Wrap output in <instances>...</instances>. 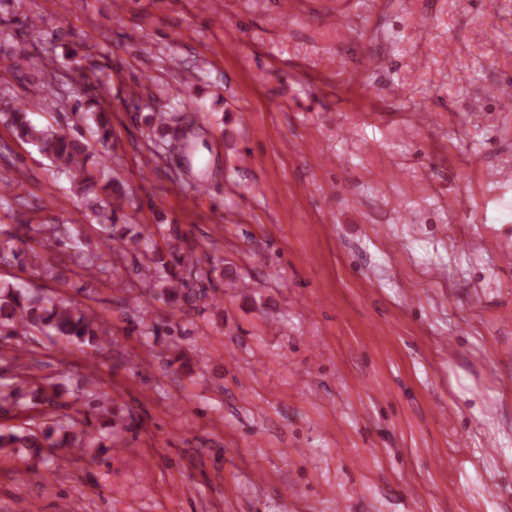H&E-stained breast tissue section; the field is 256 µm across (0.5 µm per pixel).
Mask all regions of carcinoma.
<instances>
[{
    "instance_id": "obj_1",
    "label": "carcinoma",
    "mask_w": 512,
    "mask_h": 512,
    "mask_svg": "<svg viewBox=\"0 0 512 512\" xmlns=\"http://www.w3.org/2000/svg\"><path fill=\"white\" fill-rule=\"evenodd\" d=\"M100 85L99 75H92L88 98L84 102L77 101L76 108L93 106L90 118L94 128L91 133L106 151L112 146V125L109 112L100 106L97 98L96 89ZM32 110L33 105L29 103L8 109L0 113V123L7 126L17 140L34 147L58 172L66 175L75 194L101 195L98 202L107 221L104 229L108 231L109 239L116 242L121 250L134 253L137 269H146L161 282L160 296L166 303L173 305L182 301L187 304L193 301L197 296L195 289H205V282L211 280L215 268L207 267L193 251L178 246L169 238L161 247L142 232L114 235L118 211L123 208L126 193L112 178L106 161L90 160L84 135H76L51 124L33 123L29 118ZM174 120V115L150 113L147 117L149 132L146 134L150 152L159 153L166 142L165 130ZM23 228L30 231L32 225L19 224L15 231L0 230V262H26L28 252L21 247L25 239L19 233ZM36 332L54 336L64 344L93 356L112 344L111 337L94 313L67 299L38 292L21 283L1 280L0 341L8 343ZM56 389L57 385L42 377L26 375H18L16 381L0 385V413H19L32 405L46 407L41 420L28 427L0 429L1 454L7 456L18 448H28L39 456L46 448L79 447L86 437L100 448L112 441V411L104 394L85 387L76 399L79 407L71 414H60L55 404ZM91 414L107 417L105 434L98 436L91 429Z\"/></svg>"
}]
</instances>
